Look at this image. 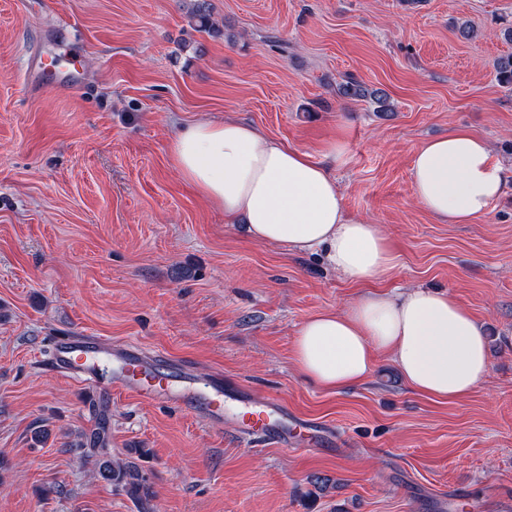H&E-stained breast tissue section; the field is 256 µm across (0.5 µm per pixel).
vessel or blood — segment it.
Returning <instances> with one entry per match:
<instances>
[{"instance_id":"b4317fda","label":"vessel or blood","mask_w":512,"mask_h":512,"mask_svg":"<svg viewBox=\"0 0 512 512\" xmlns=\"http://www.w3.org/2000/svg\"><path fill=\"white\" fill-rule=\"evenodd\" d=\"M51 360L58 371L78 374L95 389L101 386L100 365L109 364L114 388L146 402L174 406L195 402L200 413L217 424L222 422L225 413H232L240 433L249 438L310 448L322 443L315 428L308 422L289 417L280 401H255L244 394L225 391L221 376L201 378L169 367L163 361L146 358L132 347L115 351L91 337H71L55 342Z\"/></svg>"}]
</instances>
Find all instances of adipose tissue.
Returning <instances> with one entry per match:
<instances>
[{"mask_svg":"<svg viewBox=\"0 0 512 512\" xmlns=\"http://www.w3.org/2000/svg\"><path fill=\"white\" fill-rule=\"evenodd\" d=\"M172 154L182 178L229 224L259 242L320 252L361 294L341 310L306 318L293 359L317 386L344 390L364 383L375 353L392 356L412 389L439 401L463 399L485 381L487 343L477 320L452 297L424 288L399 294L374 290L394 256L380 225L349 215L326 159L270 138L236 119L199 120L177 136ZM411 183L436 219L467 224L485 215L503 190L502 168L489 143L466 128L426 142L415 154Z\"/></svg>","mask_w":512,"mask_h":512,"instance_id":"adipose-tissue-1","label":"adipose tissue"}]
</instances>
